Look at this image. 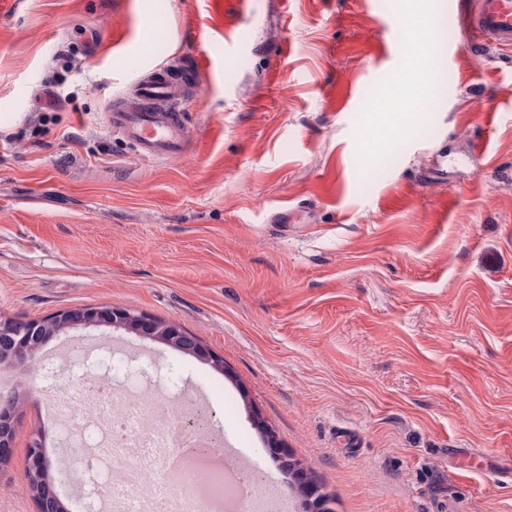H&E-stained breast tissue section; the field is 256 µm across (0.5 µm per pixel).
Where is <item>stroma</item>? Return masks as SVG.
<instances>
[{
    "label": "stroma",
    "mask_w": 512,
    "mask_h": 512,
    "mask_svg": "<svg viewBox=\"0 0 512 512\" xmlns=\"http://www.w3.org/2000/svg\"><path fill=\"white\" fill-rule=\"evenodd\" d=\"M427 1L0 0V317L112 305L198 336L226 374L121 331L42 354L181 359L283 497L254 417L336 512H512V48L434 39L417 93L400 20ZM197 53L182 153L140 157L110 102ZM16 386L0 512H36L27 448L59 433L34 371Z\"/></svg>",
    "instance_id": "stroma-1"
}]
</instances>
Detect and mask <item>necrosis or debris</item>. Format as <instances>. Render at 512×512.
Wrapping results in <instances>:
<instances>
[{
  "label": "necrosis or debris",
  "instance_id": "obj_1",
  "mask_svg": "<svg viewBox=\"0 0 512 512\" xmlns=\"http://www.w3.org/2000/svg\"><path fill=\"white\" fill-rule=\"evenodd\" d=\"M38 376L86 512H212L206 491L216 483L239 512H283L269 487L236 478V453L206 431H185L200 409L195 398L149 380L119 388L83 372L63 387L46 360Z\"/></svg>",
  "mask_w": 512,
  "mask_h": 512
}]
</instances>
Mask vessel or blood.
Wrapping results in <instances>:
<instances>
[{
  "instance_id": "b4317fda",
  "label": "vessel or blood",
  "mask_w": 512,
  "mask_h": 512,
  "mask_svg": "<svg viewBox=\"0 0 512 512\" xmlns=\"http://www.w3.org/2000/svg\"><path fill=\"white\" fill-rule=\"evenodd\" d=\"M457 21L474 39L512 47V0H470ZM176 78L167 68L142 70L129 96L108 108L111 128L148 159L180 154L187 134Z\"/></svg>"
}]
</instances>
